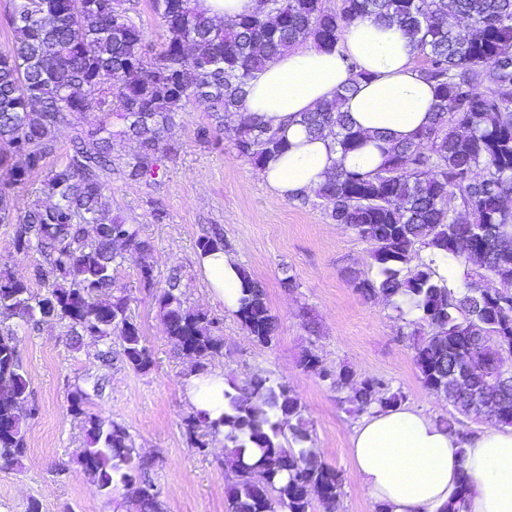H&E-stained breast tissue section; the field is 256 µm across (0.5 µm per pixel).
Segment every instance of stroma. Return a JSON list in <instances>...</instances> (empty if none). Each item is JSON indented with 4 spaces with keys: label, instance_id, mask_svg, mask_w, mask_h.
<instances>
[{
    "label": "stroma",
    "instance_id": "stroma-1",
    "mask_svg": "<svg viewBox=\"0 0 512 512\" xmlns=\"http://www.w3.org/2000/svg\"><path fill=\"white\" fill-rule=\"evenodd\" d=\"M207 120L201 107L179 113L176 155L165 161L156 183L113 177L112 212L152 241L157 275L180 273L187 306L219 319L224 355L213 365L225 370L230 383L268 376L287 382L299 396L313 447L344 479V493L330 512H375L369 492L352 477L350 439L360 416L341 403L328 382L299 367L302 351H315L330 370L383 380L404 394L406 405L431 416L448 417L451 407L420 382L404 320L386 301L364 300L347 281L350 268L373 275L370 244L334 223L317 197L305 203L278 198L259 170L237 157L231 139L218 147L200 146L195 130ZM152 197L164 204L163 220L150 212ZM213 224L224 228L227 253L265 289L278 320L273 344L256 342L234 310L212 297L198 242ZM289 275L296 279L291 290L281 284ZM116 277L131 298L129 314L152 363L142 372L118 359L102 363L91 341L72 346L61 322L19 329L17 350L39 412L27 422L20 465L0 470V512H25L32 499L41 512H134L123 490L101 495L76 462L86 433L68 411L67 394L74 385L86 387L100 378L107 386L91 395L87 409L124 425L140 454L153 459L151 477L167 512H226L231 479L221 466L223 452L213 447L197 453L185 432L191 412L185 393L188 360L174 351L135 265L125 263ZM311 319L319 326L314 335L306 327Z\"/></svg>",
    "mask_w": 512,
    "mask_h": 512
}]
</instances>
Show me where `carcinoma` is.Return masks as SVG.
<instances>
[{
    "label": "carcinoma",
    "instance_id": "cac0c4a2",
    "mask_svg": "<svg viewBox=\"0 0 512 512\" xmlns=\"http://www.w3.org/2000/svg\"><path fill=\"white\" fill-rule=\"evenodd\" d=\"M10 2L13 38L0 48V224L14 226L13 254L36 252L40 259L26 277L0 267V470L20 464L26 420L37 411L24 410L29 384L18 328L64 321L70 340L95 339L104 361L117 339L129 368L151 364L128 314L130 298L117 283L124 263L136 265L166 336L195 370L223 355L218 320L185 306L179 274L159 278L151 241L112 216V175L156 181L178 150L175 116L189 106L204 107L210 118L195 130L199 145H217L228 132L237 156L263 168L287 142L258 117L233 124L248 81L296 44L337 46L349 25L369 15L397 25L423 56L420 75L435 91L432 117L407 142L392 144L381 133L371 139L340 110L353 84L301 113L307 133L329 131L342 154L371 143L382 156L367 172L339 168L314 193L334 223L372 245L375 274L347 273L355 292L365 300L381 296L430 329L421 337L411 332L422 384L461 414L512 426V373L502 368L503 355H512V0H342L337 11L325 0H255L250 12L219 25L195 0H152L162 28L156 51L126 0ZM450 15L465 19L468 31L449 27ZM90 111L102 119L74 128L75 116ZM115 135L136 143L130 158L113 156ZM63 137L66 161L46 172L24 210H16L10 192L43 171ZM418 244L428 254L408 273ZM221 247L224 229L215 225L199 248ZM443 261L477 271L452 286L439 273ZM240 276L236 315L269 345L278 325L265 290L246 270ZM488 278L499 287H485ZM299 366L344 392L341 402L356 412L404 400L378 380L324 370L312 350ZM89 399L78 384L68 393L69 411L88 437L78 464L101 493L121 485L133 491L139 512H165L150 476L153 462L140 456L125 426L88 412ZM224 400L222 418L194 413L186 427L199 453L224 434V466L237 476L226 492L227 512H315V503L336 501L342 475L310 446L306 407L288 384L255 376L224 392ZM469 492L463 472L446 512H461Z\"/></svg>",
    "mask_w": 512,
    "mask_h": 512
}]
</instances>
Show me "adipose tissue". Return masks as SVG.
Returning <instances> with one entry per match:
<instances>
[{
	"mask_svg": "<svg viewBox=\"0 0 512 512\" xmlns=\"http://www.w3.org/2000/svg\"><path fill=\"white\" fill-rule=\"evenodd\" d=\"M415 54L397 26L368 16L345 30L337 48L293 47L249 81L240 117L263 118L290 145L262 171L279 197L315 189L341 166L368 171L380 164L373 146L344 155L333 136L309 137L296 121L351 79H358V90L340 109L368 135L403 141L429 123L434 92L413 69ZM199 262L215 297L234 307L241 288L234 259L219 250ZM227 388L223 370L195 372L186 380V397L194 411L215 420L224 413ZM351 444L353 474L385 512H440L454 500L464 472L471 481L464 512H512V427L463 440L420 410L400 406L368 412Z\"/></svg>",
	"mask_w": 512,
	"mask_h": 512,
	"instance_id": "adipose-tissue-1",
	"label": "adipose tissue"
}]
</instances>
